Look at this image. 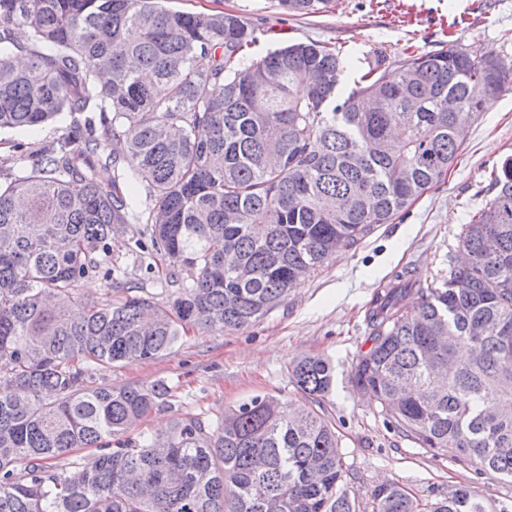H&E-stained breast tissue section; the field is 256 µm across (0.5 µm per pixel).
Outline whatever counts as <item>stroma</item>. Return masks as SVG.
I'll return each mask as SVG.
<instances>
[{
    "instance_id": "stroma-1",
    "label": "stroma",
    "mask_w": 512,
    "mask_h": 512,
    "mask_svg": "<svg viewBox=\"0 0 512 512\" xmlns=\"http://www.w3.org/2000/svg\"><path fill=\"white\" fill-rule=\"evenodd\" d=\"M164 5L262 19L267 48L308 41L342 44L351 56V81L361 75L366 52L378 47L397 53L410 46L426 53L454 44L473 56L492 51L512 62V0H332L325 15L306 18L283 13L277 0H164ZM70 121L64 113L39 130L0 131V157L14 143L46 144L64 133ZM509 156L512 90L492 97L480 117L470 121L444 182L393 223L377 225L357 249L314 270L260 321L234 332L189 331L159 358L97 372L94 386L164 384L166 407L138 424L153 435L167 431L172 419L184 413L214 420L225 408L256 396L296 400L292 364L307 356L326 357L336 380L323 405L340 437L350 497L362 512H370L371 492L383 482L399 483L423 501L443 498L458 485L473 486L495 505H512V480L476 474L449 454L433 456L397 431L351 381L360 355L369 348L366 314L373 295L399 274L425 286L447 274L459 255L464 224L490 197L491 169ZM147 237L145 225H125L112 238V256L126 265L129 280L164 302V273L146 272L130 254L134 242Z\"/></svg>"
}]
</instances>
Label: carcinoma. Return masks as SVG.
I'll return each instance as SVG.
<instances>
[{"label":"carcinoma","instance_id":"1","mask_svg":"<svg viewBox=\"0 0 512 512\" xmlns=\"http://www.w3.org/2000/svg\"><path fill=\"white\" fill-rule=\"evenodd\" d=\"M329 4L278 0L298 17ZM262 37L240 13L160 0H0V130L74 115L36 151L13 145L21 173L0 165V512H358L323 412L257 396L214 423L174 418L160 447L128 433L166 387L92 380L190 329L263 318L439 185L460 153L459 117L511 87L512 70L458 46L375 49L346 87L336 46L262 54ZM114 140L124 155L107 151ZM489 191L460 236L466 264L434 286L376 293L354 382L420 447L512 479L511 157ZM133 221L150 225V244L135 245L174 287L164 304L110 260L116 226ZM93 275L126 295L84 299ZM291 378L318 404L334 368L309 357ZM112 442L92 469H52ZM371 498V512H490L471 486L423 502L388 483Z\"/></svg>","mask_w":512,"mask_h":512}]
</instances>
